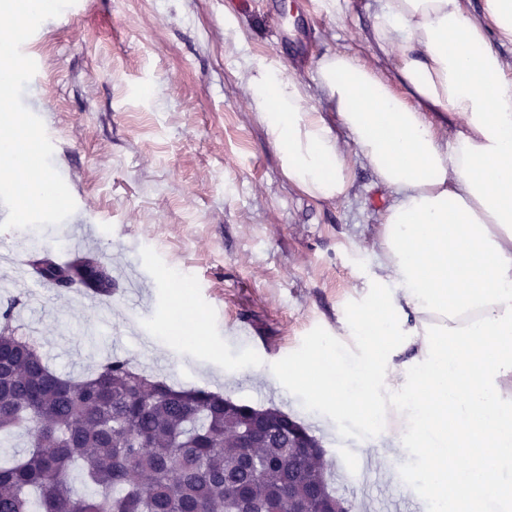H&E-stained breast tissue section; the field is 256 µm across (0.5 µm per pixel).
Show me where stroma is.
Listing matches in <instances>:
<instances>
[{"label": "stroma", "instance_id": "1", "mask_svg": "<svg viewBox=\"0 0 512 512\" xmlns=\"http://www.w3.org/2000/svg\"><path fill=\"white\" fill-rule=\"evenodd\" d=\"M381 5L77 0L72 23L48 19L26 41L37 72L23 94L76 209L34 236L0 231L5 263L89 254L112 272L102 324L84 288L0 287V312L13 308L18 335L57 373L85 375L118 357L177 387L278 408L320 441L349 512L388 497L412 512L425 483L412 469L399 485H374L349 460L382 434L347 419L325 425L307 392L262 378L327 341L353 348L340 318L379 294L377 232L395 195L358 156L344 198L319 201L289 183L244 75L260 62L314 92L317 60L345 51L391 79L371 43Z\"/></svg>", "mask_w": 512, "mask_h": 512}]
</instances>
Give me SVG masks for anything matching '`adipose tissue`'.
Masks as SVG:
<instances>
[{
	"instance_id": "1",
	"label": "adipose tissue",
	"mask_w": 512,
	"mask_h": 512,
	"mask_svg": "<svg viewBox=\"0 0 512 512\" xmlns=\"http://www.w3.org/2000/svg\"><path fill=\"white\" fill-rule=\"evenodd\" d=\"M372 38L395 81L350 53L322 57L329 118L295 79L248 73L289 182L317 200L344 196L345 136L397 194L380 220L382 299L343 321L354 356L327 346L273 381L319 391L330 418L372 433L396 412L378 453L426 461L428 512L490 501L512 512V63L494 47L512 43V0H485L479 15L463 0H385Z\"/></svg>"
}]
</instances>
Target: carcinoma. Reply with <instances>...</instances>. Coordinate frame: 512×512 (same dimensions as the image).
Wrapping results in <instances>:
<instances>
[{
	"label": "carcinoma",
	"instance_id": "1",
	"mask_svg": "<svg viewBox=\"0 0 512 512\" xmlns=\"http://www.w3.org/2000/svg\"><path fill=\"white\" fill-rule=\"evenodd\" d=\"M33 274L57 287L112 293L95 256L63 266L45 255ZM0 314V437L23 429L29 450L0 462V512H333L336 490L319 442L273 408L237 404L201 388L174 387L109 358L75 380L51 370ZM266 435L249 448L251 423ZM78 472L90 491L71 484Z\"/></svg>",
	"mask_w": 512,
	"mask_h": 512
}]
</instances>
